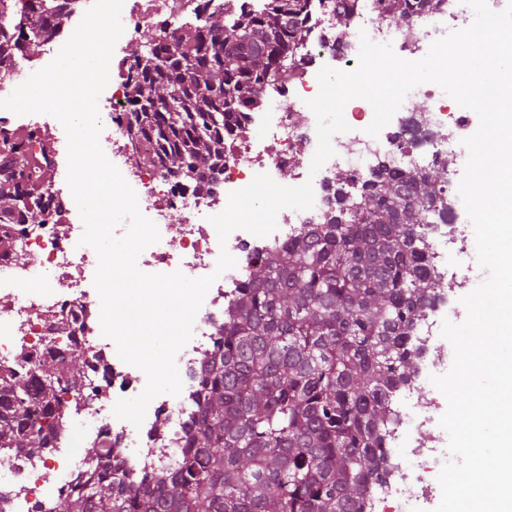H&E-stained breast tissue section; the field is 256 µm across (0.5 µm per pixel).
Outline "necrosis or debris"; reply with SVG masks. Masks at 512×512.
I'll list each match as a JSON object with an SVG mask.
<instances>
[{
  "instance_id": "necrosis-or-debris-1",
  "label": "necrosis or debris",
  "mask_w": 512,
  "mask_h": 512,
  "mask_svg": "<svg viewBox=\"0 0 512 512\" xmlns=\"http://www.w3.org/2000/svg\"><path fill=\"white\" fill-rule=\"evenodd\" d=\"M220 5L221 0H125L122 39L136 41L164 24L199 19ZM374 11V0H357L352 25L340 35L329 12L317 11L292 82L263 90L246 108L238 132L224 143V172L210 194L192 190L179 176L136 162L123 118L129 94L126 66L123 57L114 58L110 81L98 102L109 130L108 151L121 158V173L137 188L142 214L160 233L159 241L141 253L137 266L147 274L179 271L190 278L212 274L216 280L196 315L191 340L176 357L180 394L155 397L142 426L137 427L116 418L112 409L118 400L141 394L147 379L143 371L122 361L114 341L101 333L100 298L94 287L98 257L93 248L80 242L84 227L74 199L63 201L50 220L28 216L23 223L11 225V242L0 244V365L30 378L37 374L39 362L78 351L86 359V373L81 388L64 396L63 420L48 453L17 458L0 452V512H51L55 499L66 496L98 470L99 461L89 454L93 448L103 453L116 448L112 463L123 469L165 472L183 452L189 424L197 415L201 358L215 351L224 310L247 280L254 256L286 245L304 225L322 223L328 188L337 171L362 176L380 163L398 171L423 170L454 165L467 157L462 139L473 122L470 113L452 107L439 86L425 83L409 96L427 100L428 108L418 112L401 105L375 137L366 132L374 118L371 104L363 99L349 101L345 113L349 131L333 137L334 156L317 174H310L318 143L317 120L306 101L317 95V75L323 67L356 68L364 33L374 42L391 44L400 58L415 61L427 54L435 39L466 28L469 22L468 7L461 0H444L440 10L413 16L404 28L377 23ZM68 38L65 32L46 34L39 57L17 55L9 74L0 78V98L51 63L56 43ZM0 130L14 136L20 148L45 170V198L56 197L57 157L66 138L62 124L26 121L0 109ZM285 172L291 185L312 183L313 207L281 210L277 228L268 236L237 229L227 241H220L210 218L225 209L230 193L247 187L256 175L265 173L276 180ZM176 211L182 213L184 222L174 237L170 217ZM465 213L458 183L449 180L448 219L435 226L432 237L434 264L448 275L455 302L436 304L418 325V336L429 346L436 343L444 319L465 316L460 303L464 289L487 277L467 261L469 253L462 246L467 233L462 223ZM224 249L236 265L220 273L216 266ZM55 316L67 319L69 334L56 333L51 322ZM446 368L445 362L431 360L425 375L397 395L401 424L391 442L407 445L408 461L374 487L369 507H380L381 512H421L433 498L437 476L448 460V435L437 427L441 405L430 377L443 374ZM77 437L85 444V452L74 450ZM44 466L56 472L55 480L40 475Z\"/></svg>"
}]
</instances>
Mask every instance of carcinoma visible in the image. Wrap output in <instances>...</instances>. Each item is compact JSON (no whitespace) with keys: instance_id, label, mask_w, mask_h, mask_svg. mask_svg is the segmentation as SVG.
<instances>
[{"instance_id":"cac0c4a2","label":"carcinoma","mask_w":512,"mask_h":512,"mask_svg":"<svg viewBox=\"0 0 512 512\" xmlns=\"http://www.w3.org/2000/svg\"><path fill=\"white\" fill-rule=\"evenodd\" d=\"M376 2L380 16L406 23L443 0ZM326 6L346 30L353 0H260L134 48L125 120L130 140L146 142L138 163L209 191L242 108L295 75L297 46ZM38 10L45 33L67 23L64 0H39ZM21 43L39 46L15 32L0 0V75ZM3 144L0 225L46 211L38 186L21 189L32 159ZM446 174L381 164L355 198L346 191L352 176L336 182L325 223L256 257L224 312L178 467L154 477L107 465L53 512H367L369 489L393 470V393L418 377L427 351L416 326L442 297L428 230L447 222ZM85 366L78 352L46 361L36 386L0 373V450L51 447L58 387L81 386Z\"/></svg>"}]
</instances>
